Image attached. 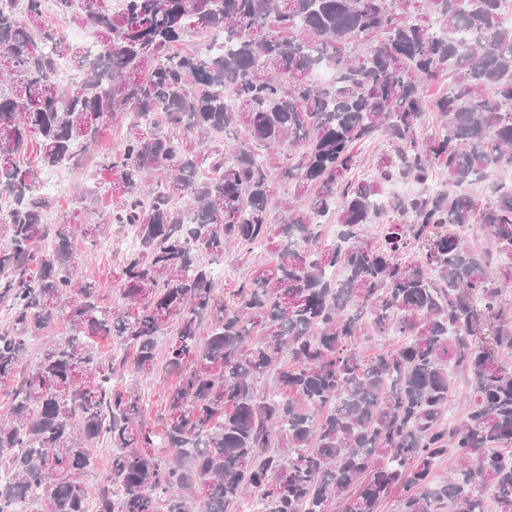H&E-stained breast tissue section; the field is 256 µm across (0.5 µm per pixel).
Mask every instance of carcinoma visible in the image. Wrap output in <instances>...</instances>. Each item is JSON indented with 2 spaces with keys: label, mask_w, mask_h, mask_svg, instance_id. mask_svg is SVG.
I'll list each match as a JSON object with an SVG mask.
<instances>
[{
  "label": "carcinoma",
  "mask_w": 512,
  "mask_h": 512,
  "mask_svg": "<svg viewBox=\"0 0 512 512\" xmlns=\"http://www.w3.org/2000/svg\"><path fill=\"white\" fill-rule=\"evenodd\" d=\"M53 2L102 54L64 43L45 0H0V512L30 494L36 512H89L100 444L95 512H512V184L470 192L512 168V0ZM220 35L233 47L215 53ZM64 57L81 80L56 81ZM105 127L126 128L99 160L112 209L48 223L40 175ZM380 137L390 152L352 178ZM476 228L494 247L467 243ZM114 232L135 238L115 306L74 245ZM261 245L272 263L220 294L213 264ZM58 318L69 333L26 367ZM368 330L391 343L357 350ZM161 359L149 425L112 379ZM456 371L470 400L452 418ZM472 306L477 316L478 334L474 336V340L483 343L488 348H493V320L485 314L480 301L472 300ZM95 464L85 477V485L92 498L97 484L104 481L109 473L110 456L104 449L95 452Z\"/></svg>",
  "instance_id": "cac0c4a2"
}]
</instances>
